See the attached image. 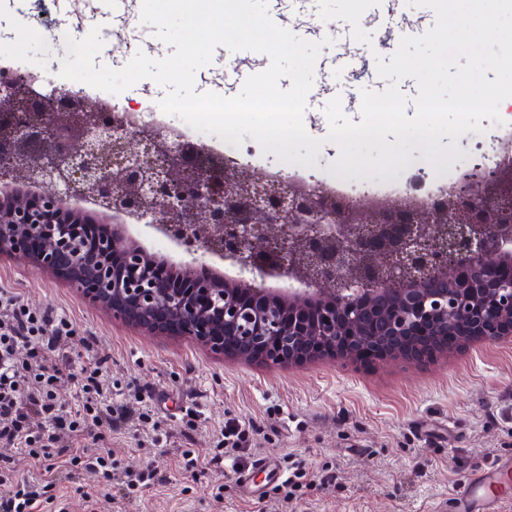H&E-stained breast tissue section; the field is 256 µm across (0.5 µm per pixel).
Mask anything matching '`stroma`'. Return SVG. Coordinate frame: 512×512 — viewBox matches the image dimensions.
Segmentation results:
<instances>
[{
  "instance_id": "35a3bbf8",
  "label": "stroma",
  "mask_w": 512,
  "mask_h": 512,
  "mask_svg": "<svg viewBox=\"0 0 512 512\" xmlns=\"http://www.w3.org/2000/svg\"><path fill=\"white\" fill-rule=\"evenodd\" d=\"M394 10L392 20L364 23L368 46L353 40L347 22L328 23L335 43L323 47L318 62L358 51L365 67L314 73L304 127L323 142L317 173H328L340 155L327 139L323 108L330 96L318 87L333 84L344 114L360 122L362 89L386 87L377 56L396 50L400 20L424 13L407 0H396ZM140 12L141 0H131L124 23L138 40L125 48L113 43L115 21L105 0H56L49 12L21 17L8 43L33 67L52 68L66 55L62 21L83 13L86 28L100 29L95 66L122 68L139 50L153 59L166 56L168 46L154 37L153 26L141 24ZM481 139L473 132L455 141L442 137V145L457 143L462 158L437 172L416 149L411 169L447 181L469 166ZM1 288L18 292L34 311L69 319L74 338L62 354L99 360L113 400L126 403L127 420L90 451L108 455L120 474L149 465L157 470L129 502L96 474L48 488L42 467L19 465L17 478L54 496L60 512H458L455 494L467 476L491 459L512 458V337L470 340L424 361L325 357L277 366L218 356L200 341L117 320L106 306L21 257L0 255ZM145 414L154 424L142 422ZM229 421L245 428L248 452L241 462L227 456L217 464ZM186 450L204 468L185 472ZM261 459L292 479V488L265 483L255 468Z\"/></svg>"
}]
</instances>
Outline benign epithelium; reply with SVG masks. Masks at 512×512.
I'll use <instances>...</instances> for the list:
<instances>
[{
  "label": "benign epithelium",
  "mask_w": 512,
  "mask_h": 512,
  "mask_svg": "<svg viewBox=\"0 0 512 512\" xmlns=\"http://www.w3.org/2000/svg\"><path fill=\"white\" fill-rule=\"evenodd\" d=\"M60 99L28 78L0 83V253L64 275L112 316L173 330L214 354L228 349L270 365L324 355L423 358L463 338L512 336V278L488 281L512 258V163L465 172L431 204L399 197L368 208L282 173L258 175L227 158L191 161L187 145L151 123L125 127L116 110ZM89 203L123 223L94 246L69 224ZM154 227L192 256L171 288L144 272L125 222ZM220 255L245 289L197 274L198 252ZM283 278L285 288L266 279Z\"/></svg>",
  "instance_id": "1"
}]
</instances>
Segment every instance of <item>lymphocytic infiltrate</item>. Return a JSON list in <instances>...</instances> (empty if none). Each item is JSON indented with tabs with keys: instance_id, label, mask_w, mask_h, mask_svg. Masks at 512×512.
<instances>
[{
	"instance_id": "f902f5d3",
	"label": "lymphocytic infiltrate",
	"mask_w": 512,
	"mask_h": 512,
	"mask_svg": "<svg viewBox=\"0 0 512 512\" xmlns=\"http://www.w3.org/2000/svg\"><path fill=\"white\" fill-rule=\"evenodd\" d=\"M72 337L67 319L33 312L18 293L0 289V461H9V449L20 448L30 460L46 462L51 473L50 451L63 448L70 456L66 478L87 470L109 483L116 478L112 461L79 450L77 443L99 440L103 430L119 427L127 409L105 389L98 362L60 358L59 347ZM65 366L81 399L73 412L62 410L54 398Z\"/></svg>"
}]
</instances>
